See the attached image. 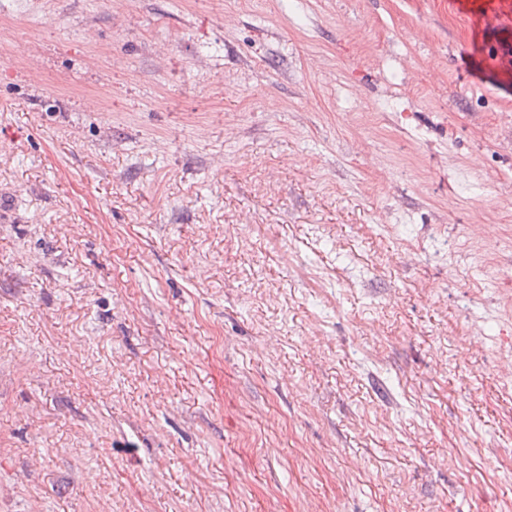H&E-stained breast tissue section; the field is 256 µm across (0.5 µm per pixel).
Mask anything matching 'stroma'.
Wrapping results in <instances>:
<instances>
[{"instance_id": "35a3bbf8", "label": "stroma", "mask_w": 512, "mask_h": 512, "mask_svg": "<svg viewBox=\"0 0 512 512\" xmlns=\"http://www.w3.org/2000/svg\"><path fill=\"white\" fill-rule=\"evenodd\" d=\"M512 21L0 0V512H512Z\"/></svg>"}]
</instances>
